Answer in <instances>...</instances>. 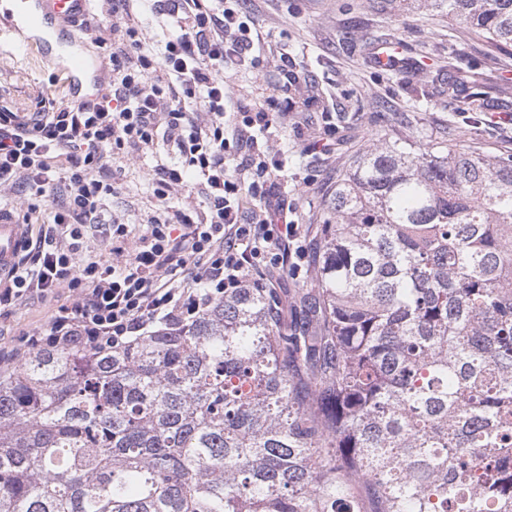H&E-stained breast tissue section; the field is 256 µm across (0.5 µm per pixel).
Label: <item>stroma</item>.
<instances>
[{"instance_id":"1","label":"stroma","mask_w":512,"mask_h":512,"mask_svg":"<svg viewBox=\"0 0 512 512\" xmlns=\"http://www.w3.org/2000/svg\"><path fill=\"white\" fill-rule=\"evenodd\" d=\"M244 8L269 45L259 70L230 77L238 105L280 96L283 48L316 86L308 120L286 115L274 134L288 146V199L307 233L309 251L319 244L318 219L337 179L378 140L396 135L426 147L480 145L493 153H512V119L496 109L480 115L457 111L447 94L423 76L439 70L453 53L461 67L489 76L488 93L495 98L505 82H512V49L492 47L465 24L432 8L395 9L389 0H244ZM384 40L400 45L412 67L375 68L370 51ZM57 75L35 49L17 47L7 19L0 17V109L32 112L39 100H63L66 91ZM324 112L335 115V148L326 156L308 154L306 145L324 136ZM158 156L155 150L141 153L115 176L108 209L127 223L142 225L153 212L148 181ZM71 296L62 288L47 298L18 303L0 318V344L16 345Z\"/></svg>"}]
</instances>
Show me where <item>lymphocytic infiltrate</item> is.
<instances>
[{"label": "lymphocytic infiltrate", "mask_w": 512, "mask_h": 512, "mask_svg": "<svg viewBox=\"0 0 512 512\" xmlns=\"http://www.w3.org/2000/svg\"><path fill=\"white\" fill-rule=\"evenodd\" d=\"M149 8L156 34L139 15ZM116 38L97 37L103 77L92 98L28 114L0 110V212L36 224L0 281V315L58 289L74 293L20 349H122L155 327H179L253 284L258 270L309 278L306 234L287 198L288 160L271 144L284 115L266 97L237 109L227 66L259 69L264 45L240 0H101ZM177 160L151 177L156 209L141 233L108 215L114 156L158 144ZM203 208L195 210L192 201ZM107 225L112 257L91 254Z\"/></svg>", "instance_id": "1"}]
</instances>
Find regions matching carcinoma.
<instances>
[{
  "label": "carcinoma",
  "instance_id": "cac0c4a2",
  "mask_svg": "<svg viewBox=\"0 0 512 512\" xmlns=\"http://www.w3.org/2000/svg\"><path fill=\"white\" fill-rule=\"evenodd\" d=\"M512 46V0H419ZM488 77L448 54V96ZM314 288L0 379V512H512V154L383 140Z\"/></svg>",
  "mask_w": 512,
  "mask_h": 512
}]
</instances>
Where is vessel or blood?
Here are the masks:
<instances>
[{"mask_svg": "<svg viewBox=\"0 0 512 512\" xmlns=\"http://www.w3.org/2000/svg\"><path fill=\"white\" fill-rule=\"evenodd\" d=\"M89 0H0V13L7 15L14 30L43 58L56 61L73 97L98 74V64L85 51V38L75 26L86 14ZM25 244L21 225L0 214V274L8 272Z\"/></svg>", "mask_w": 512, "mask_h": 512, "instance_id": "obj_1", "label": "vessel or blood"}]
</instances>
